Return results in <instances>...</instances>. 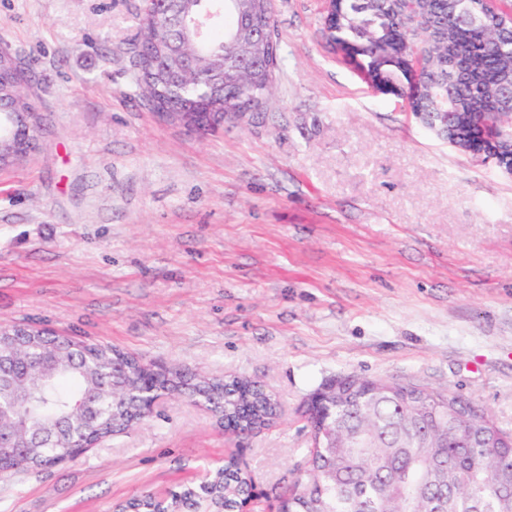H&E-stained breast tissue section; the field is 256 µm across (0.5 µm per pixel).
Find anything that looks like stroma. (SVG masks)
Segmentation results:
<instances>
[{
	"label": "stroma",
	"instance_id": "1",
	"mask_svg": "<svg viewBox=\"0 0 512 512\" xmlns=\"http://www.w3.org/2000/svg\"><path fill=\"white\" fill-rule=\"evenodd\" d=\"M142 0H0L42 121L0 169V323H41L148 362L242 374L279 403L226 439L184 398L50 469L0 478V512H114L234 453L282 491L334 377L415 383L512 431V178L369 88L322 29L273 0L274 89L201 133L139 95Z\"/></svg>",
	"mask_w": 512,
	"mask_h": 512
}]
</instances>
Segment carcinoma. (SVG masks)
Returning <instances> with one entry per match:
<instances>
[{
	"label": "carcinoma",
	"instance_id": "obj_1",
	"mask_svg": "<svg viewBox=\"0 0 512 512\" xmlns=\"http://www.w3.org/2000/svg\"><path fill=\"white\" fill-rule=\"evenodd\" d=\"M263 0H151L142 4L147 32L139 45L152 76L139 86L163 118L182 112H250L270 91L264 61L242 30ZM337 51L370 81L400 98L427 128L457 113L464 123L488 115L487 134L512 139V39L454 10L452 0H337L323 23ZM14 101L25 104L13 73H0ZM6 364L30 390L21 407L0 395V448H12L17 426L40 447L18 466L50 467L89 437L104 438L138 423L155 385L140 362L120 349L82 339L23 336ZM185 395L224 422L251 432L273 422L272 395L244 376L210 381L185 376ZM322 438L309 449L307 473L278 496L288 512H512V432L492 423L474 402L413 383L394 391L367 388L326 405ZM251 478L229 457L205 482L179 484L159 498L145 492L127 512H239Z\"/></svg>",
	"mask_w": 512,
	"mask_h": 512
}]
</instances>
